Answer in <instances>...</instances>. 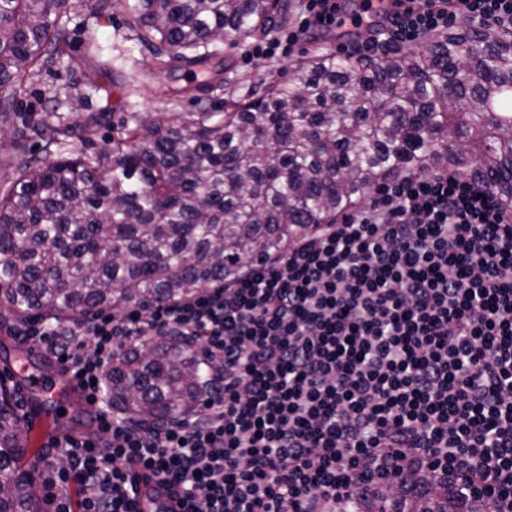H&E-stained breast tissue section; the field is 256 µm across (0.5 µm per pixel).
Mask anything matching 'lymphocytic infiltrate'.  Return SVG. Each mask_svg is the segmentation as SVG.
Returning <instances> with one entry per match:
<instances>
[{
    "mask_svg": "<svg viewBox=\"0 0 512 512\" xmlns=\"http://www.w3.org/2000/svg\"><path fill=\"white\" fill-rule=\"evenodd\" d=\"M335 14L336 0H306L299 31ZM379 15L390 26L373 53L459 21L512 31V0H363L350 19ZM299 31L252 58L290 51ZM11 332L64 359L96 403L113 356L150 336L203 344L224 376L189 416L103 409L92 433L52 440L51 512H138L149 482L185 512H353L412 476L512 512V211L459 172L378 186L343 222L191 301Z\"/></svg>",
    "mask_w": 512,
    "mask_h": 512,
    "instance_id": "f902f5d3",
    "label": "lymphocytic infiltrate"
}]
</instances>
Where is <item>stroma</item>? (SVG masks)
Returning a JSON list of instances; mask_svg holds the SVG:
<instances>
[{
    "mask_svg": "<svg viewBox=\"0 0 512 512\" xmlns=\"http://www.w3.org/2000/svg\"><path fill=\"white\" fill-rule=\"evenodd\" d=\"M71 28L74 41L72 54H80L84 39L96 38L104 53L112 60V70L99 79V90L86 89L81 72L62 66L41 67L28 79L16 95L18 107L26 114H40L50 109L51 88H64L81 96L80 104L69 116L72 148L94 151L103 143L119 140L126 135L128 116L190 117L195 104L186 98L174 100L158 94L159 86L178 88L186 85L188 76L182 72L155 73L151 55L130 37L123 13L114 12L101 20L90 16L88 10H77ZM324 29H315L300 35L290 53L278 54L255 62L249 54L252 43L234 44L226 40L213 45L218 57L230 58L231 70L224 83L208 96L212 111H223L226 102L250 93L261 82L283 77L299 59L322 50Z\"/></svg>",
    "mask_w": 512,
    "mask_h": 512,
    "instance_id": "obj_1",
    "label": "stroma"
}]
</instances>
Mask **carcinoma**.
Here are the masks:
<instances>
[{"instance_id":"carcinoma-1","label":"carcinoma","mask_w":512,"mask_h":512,"mask_svg":"<svg viewBox=\"0 0 512 512\" xmlns=\"http://www.w3.org/2000/svg\"><path fill=\"white\" fill-rule=\"evenodd\" d=\"M119 10L160 70H185L200 91L224 71L209 45L265 37L288 0H0V125L45 141L46 160L14 165L0 195V308L20 319L77 322L96 310L195 298L278 256L319 224L405 174L448 168L512 208V32L461 26L380 58L317 52L287 77L191 119L132 116L127 136L74 151L59 110L24 115L17 88L36 66L110 70L89 41L70 53L72 12ZM220 382L181 336L118 355L104 395L135 422L193 411ZM14 389L0 379V512H39L24 468ZM460 497L421 489L369 512H463Z\"/></svg>"}]
</instances>
